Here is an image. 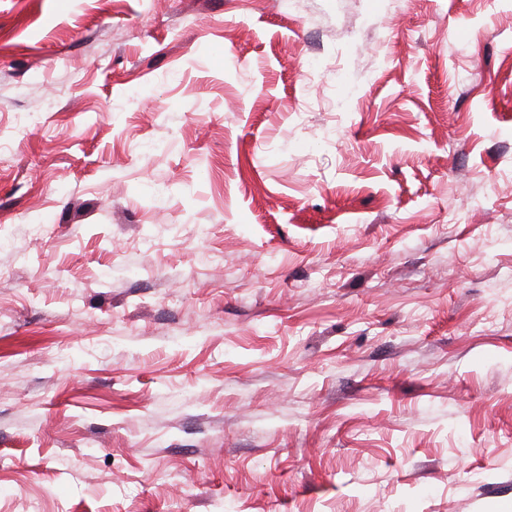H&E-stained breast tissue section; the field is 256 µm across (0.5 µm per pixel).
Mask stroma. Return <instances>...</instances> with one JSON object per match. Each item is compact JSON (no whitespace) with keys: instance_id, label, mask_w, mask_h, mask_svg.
Instances as JSON below:
<instances>
[{"instance_id":"35a3bbf8","label":"stroma","mask_w":512,"mask_h":512,"mask_svg":"<svg viewBox=\"0 0 512 512\" xmlns=\"http://www.w3.org/2000/svg\"><path fill=\"white\" fill-rule=\"evenodd\" d=\"M0 131V512H512V0H0Z\"/></svg>"}]
</instances>
